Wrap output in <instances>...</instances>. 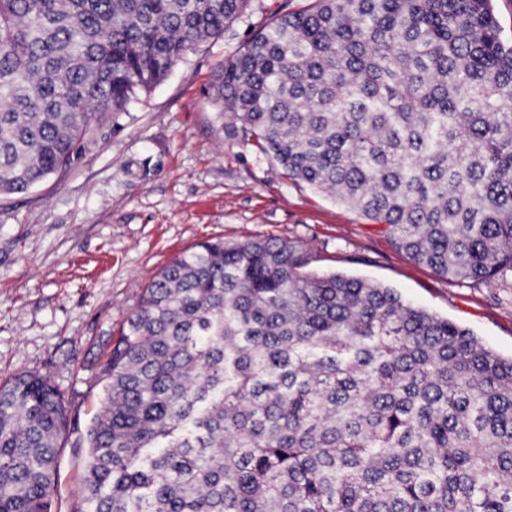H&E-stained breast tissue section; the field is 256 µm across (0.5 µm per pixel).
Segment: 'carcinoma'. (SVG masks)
I'll return each instance as SVG.
<instances>
[{"label":"carcinoma","mask_w":512,"mask_h":512,"mask_svg":"<svg viewBox=\"0 0 512 512\" xmlns=\"http://www.w3.org/2000/svg\"><path fill=\"white\" fill-rule=\"evenodd\" d=\"M250 0H0V195L65 168ZM220 130L459 282L512 274V45L492 0H308L211 82ZM84 512H512V358L292 242L202 243L99 369ZM71 420L0 384V512H54Z\"/></svg>","instance_id":"obj_1"}]
</instances>
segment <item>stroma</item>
Instances as JSON below:
<instances>
[{"label": "stroma", "mask_w": 512, "mask_h": 512, "mask_svg": "<svg viewBox=\"0 0 512 512\" xmlns=\"http://www.w3.org/2000/svg\"><path fill=\"white\" fill-rule=\"evenodd\" d=\"M305 0H252L130 112L104 118L71 166L0 195V383L50 378L74 425L58 457L55 512H76V446L101 403L98 363L143 288L205 241L300 244L313 269L396 289L512 356V284L459 283L417 264L385 226L288 179L242 136L217 131L212 74L275 15Z\"/></svg>", "instance_id": "obj_1"}]
</instances>
